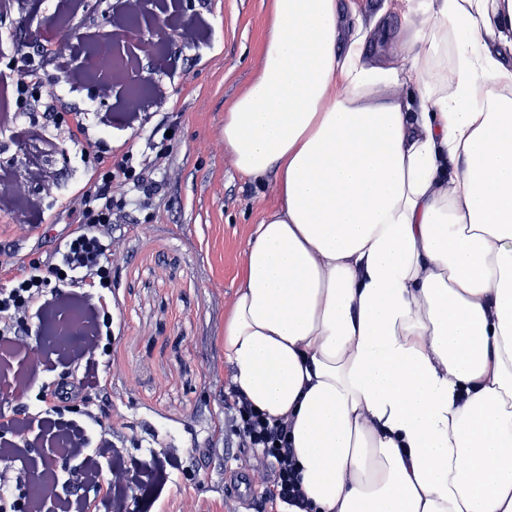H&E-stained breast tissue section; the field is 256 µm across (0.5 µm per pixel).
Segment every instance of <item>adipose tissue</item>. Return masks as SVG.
Instances as JSON below:
<instances>
[{"label":"adipose tissue","instance_id":"obj_1","mask_svg":"<svg viewBox=\"0 0 512 512\" xmlns=\"http://www.w3.org/2000/svg\"><path fill=\"white\" fill-rule=\"evenodd\" d=\"M399 2L384 68L339 0H272L224 113L277 197L224 356L313 512H512V0Z\"/></svg>","mask_w":512,"mask_h":512}]
</instances>
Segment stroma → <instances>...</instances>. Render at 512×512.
Wrapping results in <instances>:
<instances>
[{"instance_id":"35a3bbf8","label":"stroma","mask_w":512,"mask_h":512,"mask_svg":"<svg viewBox=\"0 0 512 512\" xmlns=\"http://www.w3.org/2000/svg\"><path fill=\"white\" fill-rule=\"evenodd\" d=\"M113 0H85L70 20L71 32L113 33ZM62 0H11L0 10V84L10 85L9 68L42 51L59 50L50 31ZM271 0H181L185 20L203 22L204 35L185 42L167 30L160 45L175 65L156 66L140 58L129 84L144 83L153 107L128 125L117 117L119 98L99 94L101 76L72 83L67 70L47 66L41 73L42 99L60 112H83L91 137L102 138V164L124 152L141 154L162 146L160 189L150 204L127 195L122 218L112 227L111 333L95 354L100 388L47 408L44 424L14 433L17 443L33 442L31 458L52 455L63 425L86 424V411L101 412L109 439L136 472L151 455L177 450L182 467L156 486H130L113 495L110 472L99 492L89 495L95 512H232L224 498V472L241 468L254 483L250 512L273 484L269 463L242 447L233 414L224 402L231 368L224 357V317L236 293L244 252L264 211L275 203L272 179L249 180L234 169L224 150V111L257 74ZM349 32L364 35V52L375 62L399 63L398 36L405 17L392 0H354L344 9ZM51 172L42 186L29 184L27 200L0 207V263L19 253L42 260L59 245L74 222L70 201L94 182L77 146L64 130L37 112L0 128V168L25 181L30 162ZM72 311L52 317L28 313V343L41 355H11L31 376L27 393L0 385V413L22 414L46 384L70 377L56 365L55 346L71 342L66 330Z\"/></svg>"}]
</instances>
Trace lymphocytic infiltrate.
Returning <instances> with one entry per match:
<instances>
[{"instance_id":"f902f5d3","label":"lymphocytic infiltrate","mask_w":512,"mask_h":512,"mask_svg":"<svg viewBox=\"0 0 512 512\" xmlns=\"http://www.w3.org/2000/svg\"><path fill=\"white\" fill-rule=\"evenodd\" d=\"M63 56L56 51H45L38 58L28 59L13 81L18 99L27 109L36 110L42 104L39 75L47 65H61ZM54 124L65 125L77 145L84 163L93 167L95 187L77 195L72 201L77 229L64 237L54 253L45 260L29 265L12 266L8 287L0 289V347L16 348L21 335L27 331L26 315L32 308L51 314L57 307L76 308L82 313L80 340L69 348L58 361L65 366H77L94 356L103 328L109 320L103 313L105 300L96 299L95 289L104 287L111 276L109 255L112 246V223L121 211L124 192L137 191L151 196L156 188L152 162H134L132 154H125L108 166L99 165L100 143L86 132L85 115L81 112L53 113ZM61 277V290L49 291L51 277ZM231 407L236 414V431L245 447L260 449L270 460L274 470L269 502L297 507L309 512L299 486L293 453L288 444L284 421L264 417L252 410L242 396H234ZM27 420L12 418L0 422V512H45L47 504H54L56 512H88L87 502L60 496L55 483L45 484L37 497H22L18 491L26 483L22 474H12L14 462L22 455L20 446L10 441L9 433L28 428ZM57 456L80 462L82 478L87 485L98 486L104 462L112 464V490L121 492L124 484L135 482L148 486L163 481L168 470L179 469L181 460L176 452L151 457L135 477H128L122 452L108 438L91 442L85 429L73 426L61 431L56 442Z\"/></svg>"}]
</instances>
